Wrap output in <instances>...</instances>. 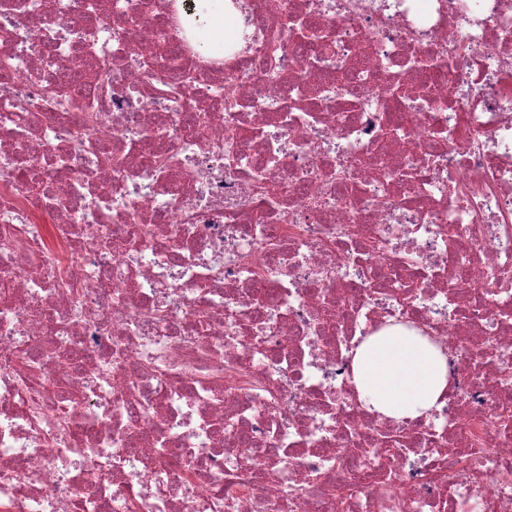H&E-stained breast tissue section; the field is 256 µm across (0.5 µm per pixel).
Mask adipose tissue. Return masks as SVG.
I'll list each match as a JSON object with an SVG mask.
<instances>
[{"mask_svg":"<svg viewBox=\"0 0 512 512\" xmlns=\"http://www.w3.org/2000/svg\"><path fill=\"white\" fill-rule=\"evenodd\" d=\"M354 382L368 409L397 420L422 417L448 387L446 356L408 332L373 336L356 351Z\"/></svg>","mask_w":512,"mask_h":512,"instance_id":"ef3b65f1","label":"adipose tissue"}]
</instances>
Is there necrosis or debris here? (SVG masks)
I'll return each instance as SVG.
<instances>
[{"mask_svg": "<svg viewBox=\"0 0 512 512\" xmlns=\"http://www.w3.org/2000/svg\"><path fill=\"white\" fill-rule=\"evenodd\" d=\"M249 6L203 56L179 0H0V512H512V0ZM395 326L421 421L353 384ZM354 382L369 410L397 420L425 417L448 388L446 355L413 333L371 336L356 350Z\"/></svg>", "mask_w": 512, "mask_h": 512, "instance_id": "4bbe7bcc", "label": "necrosis or debris"}]
</instances>
